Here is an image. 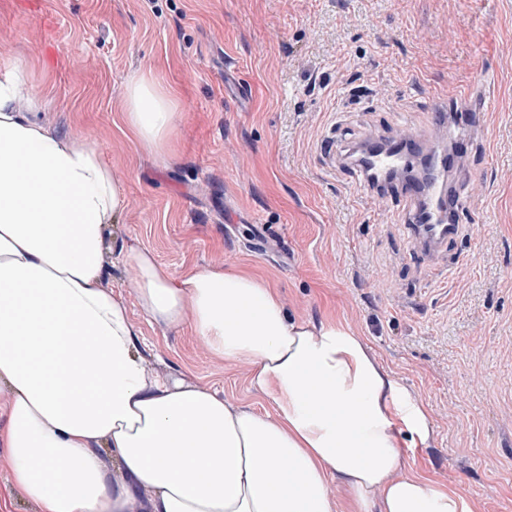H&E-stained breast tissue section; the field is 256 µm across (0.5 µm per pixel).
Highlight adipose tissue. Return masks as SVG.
Instances as JSON below:
<instances>
[{
  "mask_svg": "<svg viewBox=\"0 0 512 512\" xmlns=\"http://www.w3.org/2000/svg\"><path fill=\"white\" fill-rule=\"evenodd\" d=\"M177 107L154 77L128 78L123 120L143 148L166 149ZM38 109L19 67L0 63V446L41 512H338L334 477L349 512H476L460 490L405 471L399 432L423 434L427 415L361 338L289 319L251 274L175 277L130 253L145 316L190 322L214 356L250 365L274 412L149 376L101 262L123 180L94 141L53 132ZM100 443L136 491L109 488Z\"/></svg>",
  "mask_w": 512,
  "mask_h": 512,
  "instance_id": "obj_1",
  "label": "adipose tissue"
}]
</instances>
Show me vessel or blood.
<instances>
[{"mask_svg": "<svg viewBox=\"0 0 512 512\" xmlns=\"http://www.w3.org/2000/svg\"><path fill=\"white\" fill-rule=\"evenodd\" d=\"M468 92L474 95L478 109L467 113L465 124L445 121L443 113H435L436 122L442 125L438 142L428 145L413 136L383 139L379 152L359 168L362 190L379 195L395 192L409 202L407 233L430 264L463 230L457 216L463 208L469 173L457 145L465 130L482 123L487 103L482 82H475Z\"/></svg>", "mask_w": 512, "mask_h": 512, "instance_id": "1", "label": "vessel or blood"}]
</instances>
